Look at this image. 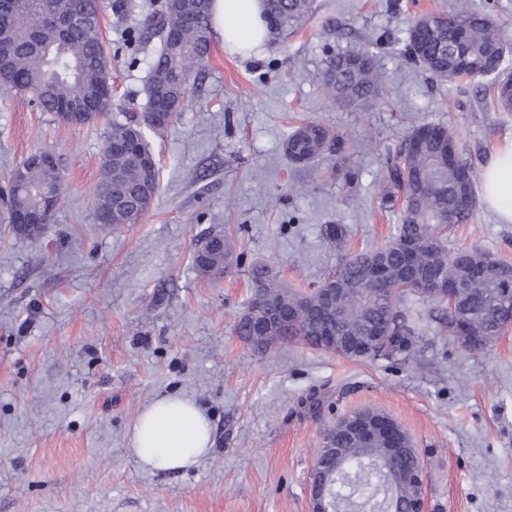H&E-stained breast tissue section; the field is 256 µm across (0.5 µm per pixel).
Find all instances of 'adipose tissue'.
<instances>
[{
	"label": "adipose tissue",
	"mask_w": 512,
	"mask_h": 512,
	"mask_svg": "<svg viewBox=\"0 0 512 512\" xmlns=\"http://www.w3.org/2000/svg\"><path fill=\"white\" fill-rule=\"evenodd\" d=\"M211 26L227 51L250 54L268 39L264 0H213ZM481 200L499 223L512 224V141L496 149L481 176ZM130 449L145 470L194 467L208 455L212 428L192 399L164 396L145 405L129 436Z\"/></svg>",
	"instance_id": "obj_1"
}]
</instances>
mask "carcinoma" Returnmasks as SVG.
Here are the masks:
<instances>
[{
	"label": "carcinoma",
	"mask_w": 512,
	"mask_h": 512,
	"mask_svg": "<svg viewBox=\"0 0 512 512\" xmlns=\"http://www.w3.org/2000/svg\"><path fill=\"white\" fill-rule=\"evenodd\" d=\"M12 27L8 43L0 44V86L14 88L39 102L42 111L73 124H85L105 117L111 109L112 57L99 31L103 0H71L75 12L88 25L69 34V53L58 57L50 49L61 30L50 20V0H7ZM196 8L184 11L174 3L166 12L147 15L144 29L160 39L149 63L143 111L159 112L155 131L161 132L182 111L186 88L195 69L207 63L211 49L210 0H195ZM312 0H269L274 33L280 35L309 14ZM512 44L496 27L491 14L463 5L451 13L431 11L418 16L407 28L403 57L411 64L443 80L490 79L488 96L492 106L512 111V68L508 57ZM323 86L334 98L348 106L377 99L384 77L374 66L367 48L357 47L336 56L324 76ZM78 102L81 112H62L61 106ZM150 151L144 127L133 112L108 121L102 178L96 190V221L135 224L154 204L138 194L143 181L139 157ZM345 141L318 122L297 127L284 145L293 165H306L325 153L342 154ZM382 202L399 209L398 224L383 244L352 250L346 245L344 229H328L332 246L345 251L336 269L326 277L340 288L338 317L334 318L340 344L363 347L375 331L387 334L385 347L369 355L345 354L354 360H404L417 352L416 328L402 308L405 298L414 296L431 303L443 313V329L464 351L493 345L512 327V264L497 259L478 245L448 248V236L460 224L472 220L476 204V184L471 164L464 157L455 133L438 124L421 123L413 128L398 148L384 176ZM60 200L59 171L34 167L25 172L23 183H13V206L36 212L42 209V194ZM408 239L424 242L413 262L403 251ZM234 263L229 237L224 251L198 250L195 264L200 273L219 277ZM424 277L463 287L454 293V307L448 309V292L442 288L423 290L411 276L409 265ZM383 267L392 289L379 293L364 285L366 271ZM254 293L247 308L260 300L266 307L286 304L297 309L280 333V343L318 348L322 333L321 313L300 309L304 301L316 300L319 288L300 291L282 283L270 267L255 263L249 269ZM235 332L245 342L262 346L256 324L240 315ZM374 408L347 413L324 429L316 449L317 479L327 481L333 497L347 502L355 512H400L411 506L418 488L406 474L422 468L417 450L411 446L395 465L387 464L388 442L376 440L366 448L354 436L348 437L340 424L350 418L381 417Z\"/></svg>",
	"instance_id": "cac0c4a2"
}]
</instances>
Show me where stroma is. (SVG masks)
<instances>
[{
  "label": "stroma",
  "instance_id": "1",
  "mask_svg": "<svg viewBox=\"0 0 512 512\" xmlns=\"http://www.w3.org/2000/svg\"><path fill=\"white\" fill-rule=\"evenodd\" d=\"M104 9L112 110L144 101L152 44L129 48L158 0ZM458 0H314L295 32L243 56L213 37L189 100L146 138L159 195L135 224L96 221L105 120L73 127L29 96L0 89V512H309L323 428L372 407L410 435L425 474L427 512H512V330L464 353L424 318L417 361H356L301 346L253 350L236 335L262 261L288 284L312 288L341 255L323 237L377 245L397 222L380 179L421 122L455 131L475 171L512 140V112L490 107L477 81H444L403 60L418 14ZM371 48L382 98L348 108L321 81L336 54ZM318 121L348 143L294 168L283 144ZM53 153L62 195L38 237L14 233L11 174ZM243 258L222 278L194 254L212 234ZM455 247L480 245L512 262V224L485 207L459 226ZM184 395L211 419L210 453L184 472L148 471L131 454L140 409Z\"/></svg>",
  "mask_w": 512,
  "mask_h": 512
}]
</instances>
